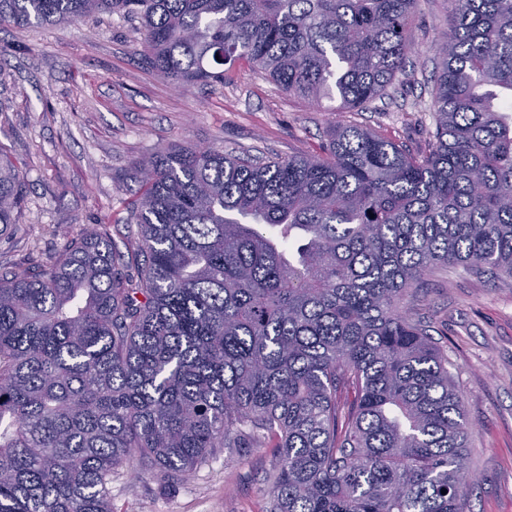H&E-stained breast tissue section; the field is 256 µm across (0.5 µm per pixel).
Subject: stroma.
Listing matches in <instances>:
<instances>
[{"label":"stroma","mask_w":512,"mask_h":512,"mask_svg":"<svg viewBox=\"0 0 512 512\" xmlns=\"http://www.w3.org/2000/svg\"><path fill=\"white\" fill-rule=\"evenodd\" d=\"M447 0H421L404 72L373 109L339 114L288 95L236 64L230 79L174 87L137 55L138 19L95 14L52 26L0 29V153L25 187L16 224L0 232V270L46 266L64 235L108 225L123 256L137 224L134 165L167 146H218L286 159L321 153L342 123L365 127L411 153L432 144L435 56ZM423 313L448 358L470 422L467 453L476 484L465 512H512V278L464 269L424 288ZM269 448L217 451L176 482L118 468L112 512H267Z\"/></svg>","instance_id":"obj_1"}]
</instances>
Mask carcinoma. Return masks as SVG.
Instances as JSON below:
<instances>
[{
    "label": "carcinoma",
    "mask_w": 512,
    "mask_h": 512,
    "mask_svg": "<svg viewBox=\"0 0 512 512\" xmlns=\"http://www.w3.org/2000/svg\"><path fill=\"white\" fill-rule=\"evenodd\" d=\"M420 0H0V27L133 15L179 89L240 61L368 109ZM433 146L342 123L320 155L162 147L135 164L137 279L109 225L0 273V512H112L134 457L178 481L274 449L269 512H463L464 399L408 294L450 267L512 277V0H452ZM23 181L0 158V224Z\"/></svg>",
    "instance_id": "cac0c4a2"
}]
</instances>
